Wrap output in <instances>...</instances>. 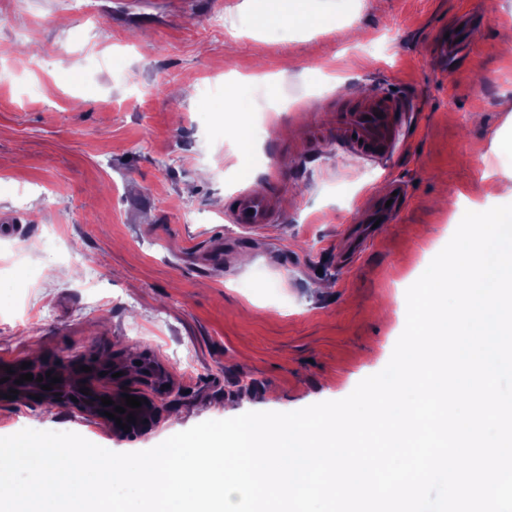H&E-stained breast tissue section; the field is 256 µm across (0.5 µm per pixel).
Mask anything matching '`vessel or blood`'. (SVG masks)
Masks as SVG:
<instances>
[{
  "label": "vessel or blood",
  "instance_id": "1",
  "mask_svg": "<svg viewBox=\"0 0 512 512\" xmlns=\"http://www.w3.org/2000/svg\"><path fill=\"white\" fill-rule=\"evenodd\" d=\"M405 121V105L393 93L381 92L342 104L319 137L360 159L379 164L397 150ZM231 223L256 228L274 221L268 194L260 188L236 193L226 210Z\"/></svg>",
  "mask_w": 512,
  "mask_h": 512
}]
</instances>
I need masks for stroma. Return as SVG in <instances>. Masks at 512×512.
Here are the masks:
<instances>
[{
  "label": "stroma",
  "instance_id": "35a3bbf8",
  "mask_svg": "<svg viewBox=\"0 0 512 512\" xmlns=\"http://www.w3.org/2000/svg\"><path fill=\"white\" fill-rule=\"evenodd\" d=\"M87 2L0 0V212L15 219L0 231V368L146 354L174 389L133 437L75 404L0 397V437L74 432L129 453L345 398L389 362L407 288L464 213L503 202L512 0H265L288 14L264 29L252 0ZM462 23L482 37L439 63ZM358 87L409 109L386 165L303 142ZM396 181L406 196L372 224L369 199ZM252 186L276 220L243 229L224 205Z\"/></svg>",
  "mask_w": 512,
  "mask_h": 512
}]
</instances>
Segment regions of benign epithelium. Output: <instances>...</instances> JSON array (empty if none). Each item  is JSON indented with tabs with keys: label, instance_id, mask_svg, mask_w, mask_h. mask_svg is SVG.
<instances>
[{
	"label": "benign epithelium",
	"instance_id": "benign-epithelium-1",
	"mask_svg": "<svg viewBox=\"0 0 512 512\" xmlns=\"http://www.w3.org/2000/svg\"><path fill=\"white\" fill-rule=\"evenodd\" d=\"M85 366L91 368V371L86 373L83 378H76L70 373L66 372H55V375L61 377V381L55 383L54 386L49 390H43L40 385L49 384L48 380L42 382H36V378L39 375L53 369V365L48 364L42 368L28 366L21 368L19 366L12 367L13 374H8L4 370H0V379L9 377V380L0 384V396L10 394V390L18 391L16 398L19 400L33 399V396L38 395L41 397V402L53 404V405H69L72 403V399L83 401L92 406V410L99 414L104 412H115V407L121 406L126 409V413L120 415L121 422L128 423L131 427V432H139L145 425L146 421L151 419L155 414V408L152 402L147 401L141 403L138 408H130L126 406L123 395H133L127 387L118 386L112 388L110 391L101 394L97 392L90 384V377L97 376L99 373L104 371V367L100 364L99 359L94 353H89L85 359ZM30 373L33 375V380L26 381L20 385L15 384V380L19 378V375ZM137 380L141 384H145L151 387L154 393L158 396L166 394L170 389L169 380L166 378L164 370L161 366L154 362H142L141 371L137 374ZM88 388V394L80 392L82 388ZM106 396L114 401V404L109 406L102 405L101 397ZM132 413L135 415L136 423L127 422V414Z\"/></svg>",
	"mask_w": 512,
	"mask_h": 512
}]
</instances>
